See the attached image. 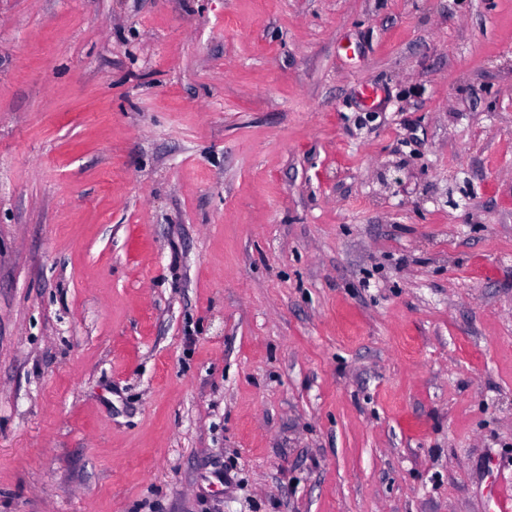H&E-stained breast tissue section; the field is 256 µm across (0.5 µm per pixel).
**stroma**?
Segmentation results:
<instances>
[{
  "label": "stroma",
  "mask_w": 512,
  "mask_h": 512,
  "mask_svg": "<svg viewBox=\"0 0 512 512\" xmlns=\"http://www.w3.org/2000/svg\"><path fill=\"white\" fill-rule=\"evenodd\" d=\"M498 477L512 0H0V512Z\"/></svg>",
  "instance_id": "stroma-1"
}]
</instances>
